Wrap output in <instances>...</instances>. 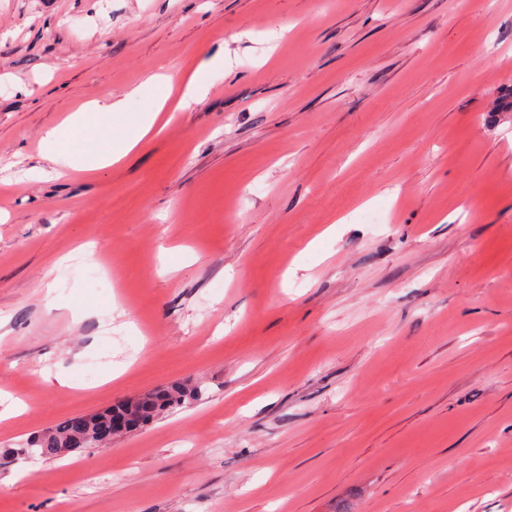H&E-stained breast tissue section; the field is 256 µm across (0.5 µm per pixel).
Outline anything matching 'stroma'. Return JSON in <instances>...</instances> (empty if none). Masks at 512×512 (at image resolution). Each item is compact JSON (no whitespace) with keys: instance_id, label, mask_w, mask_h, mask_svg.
<instances>
[{"instance_id":"1","label":"stroma","mask_w":512,"mask_h":512,"mask_svg":"<svg viewBox=\"0 0 512 512\" xmlns=\"http://www.w3.org/2000/svg\"><path fill=\"white\" fill-rule=\"evenodd\" d=\"M217 50L136 154L26 178ZM507 99L512 0H0V448L202 384L0 468V512H512ZM194 385V388H189L184 384H174L134 398L137 401L134 410H138L139 417L133 431L153 423L171 409L198 398L202 394L201 384L197 382Z\"/></svg>"}]
</instances>
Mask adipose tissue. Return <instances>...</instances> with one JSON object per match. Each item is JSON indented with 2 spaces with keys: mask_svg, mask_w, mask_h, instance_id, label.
<instances>
[{
  "mask_svg": "<svg viewBox=\"0 0 512 512\" xmlns=\"http://www.w3.org/2000/svg\"><path fill=\"white\" fill-rule=\"evenodd\" d=\"M223 72L224 54L217 51L200 57L196 68L180 83H173L165 74L150 76V83L156 84L159 92L150 101L147 111L133 109L134 100L141 95L137 87L81 106L62 123L45 131L41 147L51 167L30 169L27 178L39 180L46 172L59 173L67 169L98 173L112 167L158 131L161 113L202 102L208 92L204 75L218 76Z\"/></svg>",
  "mask_w": 512,
  "mask_h": 512,
  "instance_id": "ef3b65f1",
  "label": "adipose tissue"
}]
</instances>
